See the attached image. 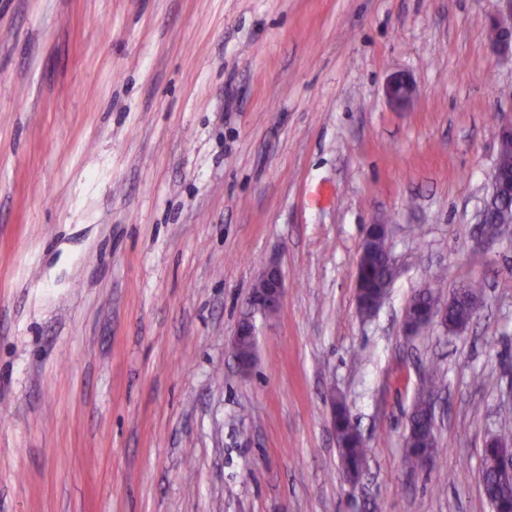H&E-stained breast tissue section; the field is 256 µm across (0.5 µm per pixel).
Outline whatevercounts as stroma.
<instances>
[{
	"mask_svg": "<svg viewBox=\"0 0 512 512\" xmlns=\"http://www.w3.org/2000/svg\"><path fill=\"white\" fill-rule=\"evenodd\" d=\"M497 0H0V512H492L512 235L477 213L512 116ZM417 96L396 108L391 75ZM398 274L369 319L367 225ZM285 294L231 339L260 272ZM485 283L451 335L411 297ZM438 451L403 463L429 371ZM341 394L369 449L346 481ZM448 315V319L446 316ZM439 316L441 323L446 327L448 333L456 334V329L448 328V321L453 324H463L469 319L468 311L463 307L451 308L448 311V305H436L430 310L416 314L410 307H406L403 314V331L408 336L417 335L425 328L435 317ZM239 336H256L255 325L251 320L245 319L239 323L232 339V346L235 352L237 363L241 371L247 373L253 368L255 361L251 360V358L246 355L238 356L237 341Z\"/></svg>",
	"mask_w": 512,
	"mask_h": 512,
	"instance_id": "1",
	"label": "stroma"
}]
</instances>
